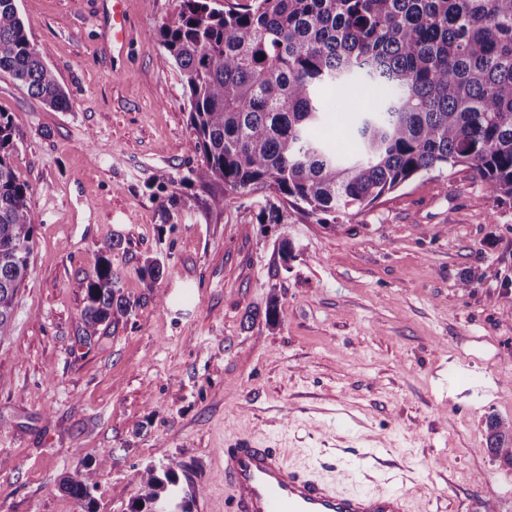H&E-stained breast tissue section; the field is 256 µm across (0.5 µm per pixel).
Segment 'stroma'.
Wrapping results in <instances>:
<instances>
[{"label": "stroma", "mask_w": 512, "mask_h": 512, "mask_svg": "<svg viewBox=\"0 0 512 512\" xmlns=\"http://www.w3.org/2000/svg\"><path fill=\"white\" fill-rule=\"evenodd\" d=\"M178 5L124 0L116 56L112 0H17L71 107L0 73L38 214L0 338V512H80L59 482L105 448L98 512H129L151 466L195 486L190 512H224L223 448L239 435L339 490L407 491L408 512H512V468L485 437L488 416L512 424V199L436 169L336 232L286 204L263 224L262 195L186 183L188 98L154 36ZM161 189L178 197L168 221ZM109 243L133 309L86 341ZM149 257L165 265L154 282Z\"/></svg>", "instance_id": "1"}]
</instances>
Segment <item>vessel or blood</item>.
<instances>
[{"label":"vessel or blood","mask_w":512,"mask_h":512,"mask_svg":"<svg viewBox=\"0 0 512 512\" xmlns=\"http://www.w3.org/2000/svg\"><path fill=\"white\" fill-rule=\"evenodd\" d=\"M224 512H407L408 495L344 492L308 471L291 468L280 449L248 438L227 444Z\"/></svg>","instance_id":"vessel-or-blood-1"}]
</instances>
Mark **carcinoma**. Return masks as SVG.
I'll use <instances>...</instances> for the list:
<instances>
[{
  "mask_svg": "<svg viewBox=\"0 0 512 512\" xmlns=\"http://www.w3.org/2000/svg\"><path fill=\"white\" fill-rule=\"evenodd\" d=\"M154 36L187 89L188 182L276 196L340 230L413 177L464 166L512 199V0H180ZM54 111L69 97L28 38L17 0H0V73ZM351 106L356 149L340 155L316 131L327 92ZM19 134L0 110V338L30 275L37 215L11 159ZM152 200L165 219L176 192ZM107 245L86 286L83 335L129 315ZM165 266L148 259L154 282ZM491 450L512 464V426L487 421ZM100 463L63 480L82 512H97ZM131 512H178L174 469L137 473Z\"/></svg>",
  "mask_w": 512,
  "mask_h": 512,
  "instance_id": "1",
  "label": "carcinoma"
}]
</instances>
